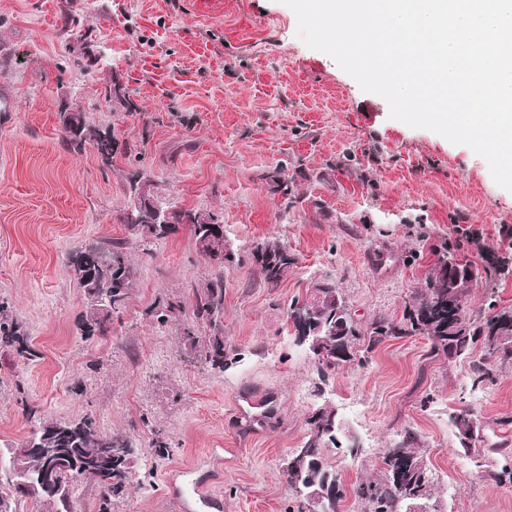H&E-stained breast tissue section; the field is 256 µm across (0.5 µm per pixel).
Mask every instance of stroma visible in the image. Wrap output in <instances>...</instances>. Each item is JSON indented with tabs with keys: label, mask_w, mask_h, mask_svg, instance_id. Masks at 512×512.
I'll list each match as a JSON object with an SVG mask.
<instances>
[{
	"label": "stroma",
	"mask_w": 512,
	"mask_h": 512,
	"mask_svg": "<svg viewBox=\"0 0 512 512\" xmlns=\"http://www.w3.org/2000/svg\"><path fill=\"white\" fill-rule=\"evenodd\" d=\"M111 73L136 111L107 99ZM0 81L21 104L0 124V299L40 354L26 363L0 352V457L40 420L88 416L138 450L134 487L111 512H312L282 465L325 403L360 440L353 458L325 451L346 485L378 478L410 431L440 512H512V480L493 477L512 452V365L474 390L468 363L431 355L427 337H392L323 386L287 317L329 280L360 324L398 319L444 246L480 269L511 250L512 192L484 159L391 119L382 97L305 45L282 0H0ZM65 104L112 127L111 165L93 145L68 148ZM139 172L160 207L210 211L224 225V371L181 344L188 324L199 341L209 335L192 304L211 272L188 226L146 251L122 221ZM115 239L138 277L110 331L86 339L76 329L86 298L64 260ZM274 239L294 263L271 285L254 251ZM490 295L512 307V274L479 278L468 316ZM161 302L180 307L164 324ZM246 392L262 395L265 416L237 415ZM462 407L482 427L470 450L450 422ZM160 437L167 450L155 448ZM181 475L211 502L169 495L167 479Z\"/></svg>",
	"instance_id": "obj_1"
}]
</instances>
